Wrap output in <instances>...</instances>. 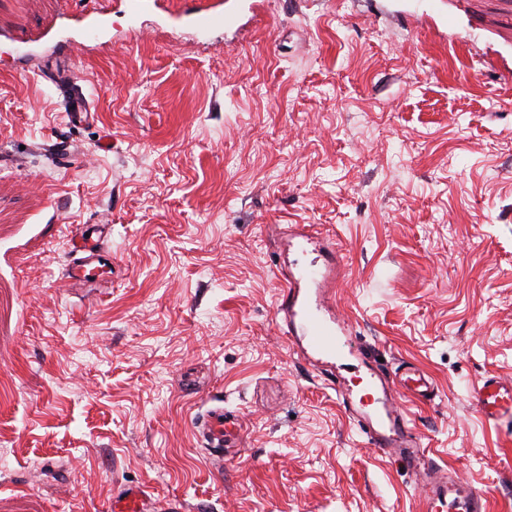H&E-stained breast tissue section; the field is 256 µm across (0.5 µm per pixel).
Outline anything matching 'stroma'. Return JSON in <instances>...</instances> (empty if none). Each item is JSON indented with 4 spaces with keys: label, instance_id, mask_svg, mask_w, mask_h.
Segmentation results:
<instances>
[{
    "label": "stroma",
    "instance_id": "1",
    "mask_svg": "<svg viewBox=\"0 0 512 512\" xmlns=\"http://www.w3.org/2000/svg\"><path fill=\"white\" fill-rule=\"evenodd\" d=\"M207 36L111 0H0V512H420L280 335L277 224L344 260L339 309L424 448L512 512V0H224ZM91 104L82 121L69 99ZM107 224L112 270L70 279ZM239 423L216 458L191 423ZM101 227L104 225H83L71 240L70 262L68 271L74 277L90 281L101 277L112 265V255L100 242ZM471 402L488 421H509L512 418V383L497 375H486L474 384ZM149 498L141 488H128L112 502L114 512H148Z\"/></svg>",
    "mask_w": 512,
    "mask_h": 512
}]
</instances>
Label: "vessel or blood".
Listing matches in <instances>:
<instances>
[{
  "mask_svg": "<svg viewBox=\"0 0 512 512\" xmlns=\"http://www.w3.org/2000/svg\"><path fill=\"white\" fill-rule=\"evenodd\" d=\"M174 19H188L193 29L208 33L223 29L230 18L222 0H177ZM97 225H84L71 242L68 270L90 281L101 277L112 259L101 242ZM340 278L338 269L313 265L289 273L280 293L276 322L290 344L336 392L367 445L378 454L398 461L412 475L420 493L421 512H489L490 502L481 491L462 485L455 472L432 457L411 419L397 401L406 395L421 403L433 402L435 386L426 372L410 362L391 368L353 342V327L331 305ZM365 370L364 396H356L342 374L346 356ZM471 402L483 417L495 423L512 420V383L489 374L471 390ZM204 435L210 447L223 448L236 439L234 417L217 407L204 418ZM149 498L140 488L115 496L113 512H148Z\"/></svg>",
  "mask_w": 512,
  "mask_h": 512,
  "instance_id": "b4317fda",
  "label": "vessel or blood"
}]
</instances>
